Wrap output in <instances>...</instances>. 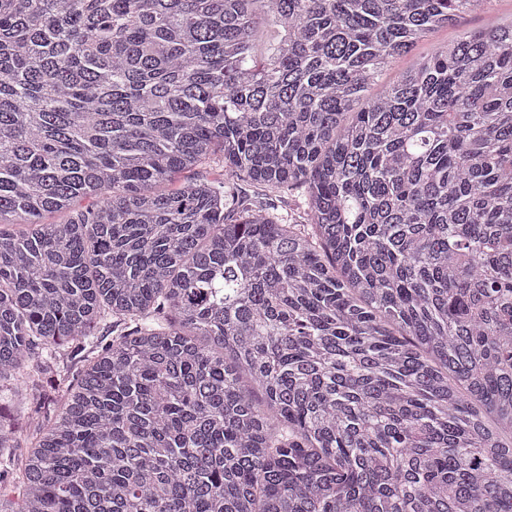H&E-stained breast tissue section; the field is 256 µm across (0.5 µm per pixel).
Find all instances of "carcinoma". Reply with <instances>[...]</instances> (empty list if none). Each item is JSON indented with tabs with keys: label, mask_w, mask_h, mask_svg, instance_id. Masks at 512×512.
I'll return each instance as SVG.
<instances>
[{
	"label": "carcinoma",
	"mask_w": 512,
	"mask_h": 512,
	"mask_svg": "<svg viewBox=\"0 0 512 512\" xmlns=\"http://www.w3.org/2000/svg\"><path fill=\"white\" fill-rule=\"evenodd\" d=\"M486 2L0 0V512H512V22L369 95ZM281 37L280 28L272 20L263 22L255 37V52L259 55L271 53ZM223 155L216 151L212 160L196 167L193 170H186L176 176L175 183L182 185L186 182H193L198 178L206 177L210 180L224 178ZM307 189L305 186L294 188L290 194L285 195L283 203L279 205V211L289 213L293 218L302 216L304 209L307 208ZM11 411L18 427L13 439V445L18 448H12V450L16 455H23L31 446L30 433L28 432V429H26L25 405L20 403L18 400H14L11 406Z\"/></svg>",
	"instance_id": "cac0c4a2"
}]
</instances>
